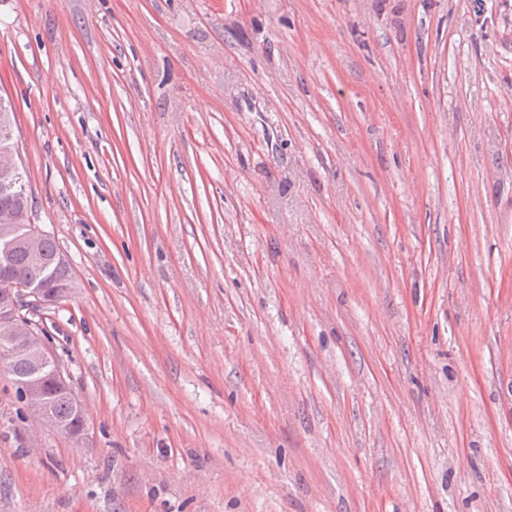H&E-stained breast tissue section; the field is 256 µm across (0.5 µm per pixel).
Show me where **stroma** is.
I'll use <instances>...</instances> for the list:
<instances>
[{
  "label": "stroma",
  "mask_w": 512,
  "mask_h": 512,
  "mask_svg": "<svg viewBox=\"0 0 512 512\" xmlns=\"http://www.w3.org/2000/svg\"><path fill=\"white\" fill-rule=\"evenodd\" d=\"M87 447L0 365V512H512V0H0Z\"/></svg>",
  "instance_id": "stroma-1"
}]
</instances>
